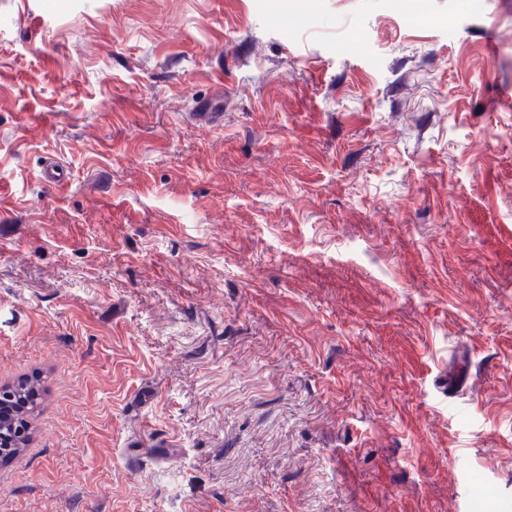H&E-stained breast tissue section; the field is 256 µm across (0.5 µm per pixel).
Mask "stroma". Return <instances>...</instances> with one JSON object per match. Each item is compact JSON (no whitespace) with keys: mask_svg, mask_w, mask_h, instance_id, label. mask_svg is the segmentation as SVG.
Masks as SVG:
<instances>
[{"mask_svg":"<svg viewBox=\"0 0 512 512\" xmlns=\"http://www.w3.org/2000/svg\"><path fill=\"white\" fill-rule=\"evenodd\" d=\"M23 377L0 512H512V0H0Z\"/></svg>","mask_w":512,"mask_h":512,"instance_id":"35a3bbf8","label":"stroma"}]
</instances>
